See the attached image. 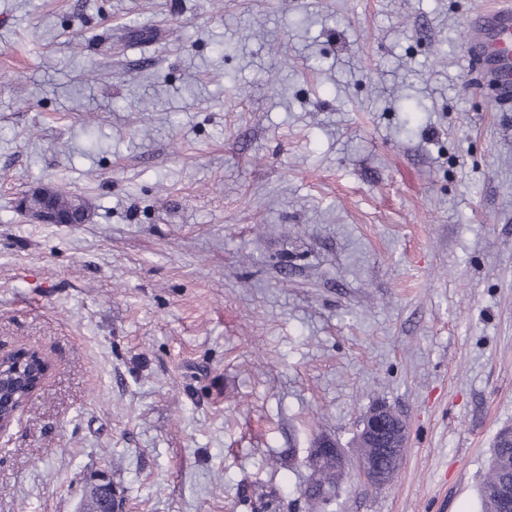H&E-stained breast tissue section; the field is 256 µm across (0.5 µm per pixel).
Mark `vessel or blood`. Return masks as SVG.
Segmentation results:
<instances>
[{
  "instance_id": "1",
  "label": "vessel or blood",
  "mask_w": 512,
  "mask_h": 512,
  "mask_svg": "<svg viewBox=\"0 0 512 512\" xmlns=\"http://www.w3.org/2000/svg\"><path fill=\"white\" fill-rule=\"evenodd\" d=\"M469 60L496 105L512 107V5L486 10L467 22Z\"/></svg>"
}]
</instances>
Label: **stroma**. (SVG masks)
I'll use <instances>...</instances> for the list:
<instances>
[{
  "label": "stroma",
  "mask_w": 512,
  "mask_h": 512,
  "mask_svg": "<svg viewBox=\"0 0 512 512\" xmlns=\"http://www.w3.org/2000/svg\"><path fill=\"white\" fill-rule=\"evenodd\" d=\"M471 0H0V512H307L318 435L408 444L325 512H476L512 428V111ZM276 85H269L270 73ZM38 186L87 223L36 224ZM407 444L405 423L387 405L380 403L363 417L351 455L337 440L321 436L314 442L305 464L312 471L328 463L335 475L336 489H340L350 468H355L371 485H384L393 479ZM359 448L373 450L363 454Z\"/></svg>",
  "instance_id": "1"
}]
</instances>
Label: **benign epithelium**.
I'll return each mask as SVG.
<instances>
[{
  "label": "benign epithelium",
  "mask_w": 512,
  "mask_h": 512,
  "mask_svg": "<svg viewBox=\"0 0 512 512\" xmlns=\"http://www.w3.org/2000/svg\"><path fill=\"white\" fill-rule=\"evenodd\" d=\"M17 206L30 220L39 224H84L87 219L82 200L76 198L66 205L48 187L37 188L21 196ZM407 444L405 423L387 405L380 403L363 417L353 452H348L339 442L321 436L314 442L305 464L310 470L329 464L338 488L353 468L368 483L384 485L393 478Z\"/></svg>",
  "instance_id": "benign-epithelium-1"
}]
</instances>
